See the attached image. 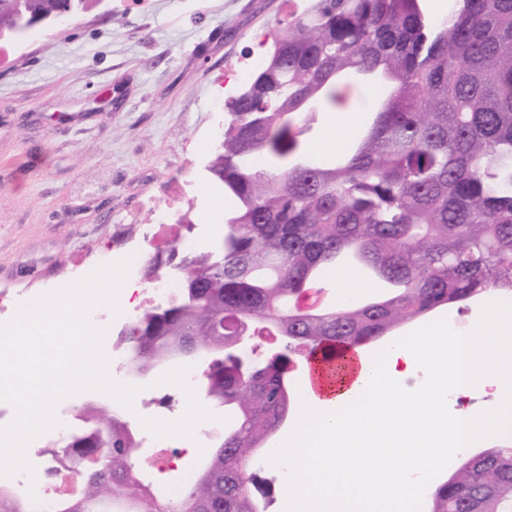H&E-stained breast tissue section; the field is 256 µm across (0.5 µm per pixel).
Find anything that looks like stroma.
I'll return each mask as SVG.
<instances>
[{
    "instance_id": "stroma-1",
    "label": "stroma",
    "mask_w": 512,
    "mask_h": 512,
    "mask_svg": "<svg viewBox=\"0 0 512 512\" xmlns=\"http://www.w3.org/2000/svg\"><path fill=\"white\" fill-rule=\"evenodd\" d=\"M307 0H112L12 40L0 62V289L65 285L112 254L160 252L154 208L187 182L181 238L221 239L210 122ZM374 88L321 124L361 127Z\"/></svg>"
}]
</instances>
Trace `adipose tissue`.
<instances>
[{
    "label": "adipose tissue",
    "mask_w": 512,
    "mask_h": 512,
    "mask_svg": "<svg viewBox=\"0 0 512 512\" xmlns=\"http://www.w3.org/2000/svg\"><path fill=\"white\" fill-rule=\"evenodd\" d=\"M424 364L427 385L399 380ZM296 429L274 439L270 459L297 458L286 512H412V475L480 447L512 412V301L490 291L470 329L440 321L410 341L356 349L334 369L304 366ZM491 389L494 410L449 414V390Z\"/></svg>",
    "instance_id": "adipose-tissue-1"
}]
</instances>
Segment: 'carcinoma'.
Masks as SVG:
<instances>
[{"label":"carcinoma","instance_id":"carcinoma-1","mask_svg":"<svg viewBox=\"0 0 512 512\" xmlns=\"http://www.w3.org/2000/svg\"><path fill=\"white\" fill-rule=\"evenodd\" d=\"M93 0H0V31L22 11L76 16ZM309 0L278 32L264 69L225 102L208 169L224 185L220 249L182 256L180 294L139 312L127 335L132 372L174 358L209 359L206 402L224 406L223 446L174 500L134 474L137 435L93 403L72 439L81 498L58 512H266L257 465L292 412L296 353L377 343L435 309L488 291L512 296V0ZM379 90L352 150L316 162L315 105L343 82ZM362 266L386 292L331 309L301 305L330 270ZM241 336H278L260 368L232 352ZM0 512H26L0 487ZM431 512H512V446L466 459L432 493Z\"/></svg>","mask_w":512,"mask_h":512}]
</instances>
